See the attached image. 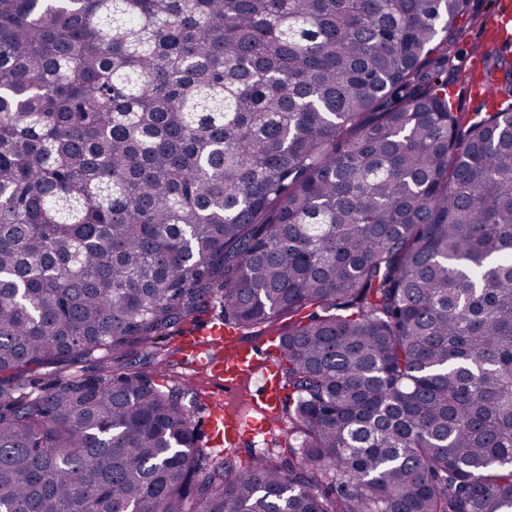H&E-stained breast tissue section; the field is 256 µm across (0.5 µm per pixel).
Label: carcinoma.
I'll return each instance as SVG.
<instances>
[{"instance_id": "carcinoma-1", "label": "carcinoma", "mask_w": 512, "mask_h": 512, "mask_svg": "<svg viewBox=\"0 0 512 512\" xmlns=\"http://www.w3.org/2000/svg\"><path fill=\"white\" fill-rule=\"evenodd\" d=\"M469 2L0 0V512H512V44L454 111ZM209 300L288 319L246 467L117 364ZM448 93L452 96L455 107L460 108V112H477L480 111L478 100L471 94L469 85L454 84L448 88Z\"/></svg>"}]
</instances>
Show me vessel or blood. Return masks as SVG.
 <instances>
[{"mask_svg":"<svg viewBox=\"0 0 512 512\" xmlns=\"http://www.w3.org/2000/svg\"><path fill=\"white\" fill-rule=\"evenodd\" d=\"M486 33L494 42L512 36V0H501L487 21ZM180 351L184 360L210 372L228 390L235 389L247 376H261L256 396L249 399L250 414L229 410L216 413L213 425L217 436L233 443L246 435L254 437L270 431L279 420L283 388L275 364L276 344H251L237 331L215 324L203 332L182 336Z\"/></svg>","mask_w":512,"mask_h":512,"instance_id":"b4317fda","label":"vessel or blood"}]
</instances>
